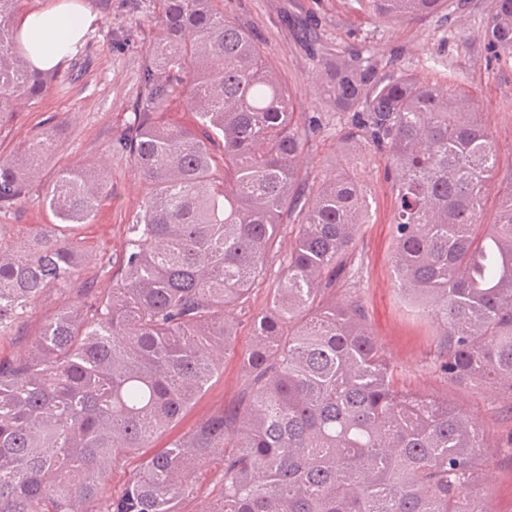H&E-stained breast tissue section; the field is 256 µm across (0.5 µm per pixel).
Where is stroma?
I'll return each mask as SVG.
<instances>
[{"label":"stroma","mask_w":512,"mask_h":512,"mask_svg":"<svg viewBox=\"0 0 512 512\" xmlns=\"http://www.w3.org/2000/svg\"><path fill=\"white\" fill-rule=\"evenodd\" d=\"M96 15L80 51L58 70V79L34 104L22 107L0 126V157L17 153L39 132L60 127L63 134L45 167L20 204L0 212V243L25 240L38 224L54 223L43 204L57 172L98 163L112 183L93 221L81 225L77 240L87 260L77 284L46 289L12 334L0 337V358L27 353L42 318L62 306L83 301V289L106 292L125 249L126 228L138 209L144 185L130 158L116 142L123 133L139 93L140 76L150 40L156 0H78ZM226 15L245 25L263 47L273 69L287 85L303 132L301 173L307 184L351 168L371 198V217L362 225L353 248L350 271L337 280L325 299L352 303L362 310L372 333L396 370V381L407 390L448 399L468 409L484 424L490 442L512 433V418L502 417L492 398L448 382L435 368L439 336L432 320L405 302L392 269L395 195L385 154L359 155L346 140V116L315 96L325 57L338 50L370 48L399 69L418 78L437 79L454 72L460 86L478 105L499 156V173L491 182L481 221L494 223L503 192L512 181V52L491 57L476 34L492 0H450L446 12L389 25L352 9L347 0H221ZM282 237L269 262L266 278L254 288L237 315V336L224 353V369L182 418L155 439L167 446L198 422L233 404L241 395L245 375L241 354L252 342L251 320L270 309V290L278 282L288 252ZM224 451L216 449L197 474L196 497L183 500L180 512H199L223 493L220 479ZM487 469L494 512H512V459L490 456Z\"/></svg>","instance_id":"35a3bbf8"}]
</instances>
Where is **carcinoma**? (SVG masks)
<instances>
[{
	"label": "carcinoma",
	"mask_w": 512,
	"mask_h": 512,
	"mask_svg": "<svg viewBox=\"0 0 512 512\" xmlns=\"http://www.w3.org/2000/svg\"><path fill=\"white\" fill-rule=\"evenodd\" d=\"M22 0H0V127L55 71L27 60ZM387 23L448 0H354ZM140 93L120 148L147 185L112 288L43 317L27 354L0 361V512H180L194 471L224 449L222 501L198 512H492L487 434L446 400L400 388L360 308L324 303L363 224L367 190L342 169L297 192L301 127L288 87L217 0H158ZM512 51V0L477 33ZM314 85L347 138L395 173L392 269L406 302L440 329L437 369L512 408V182L479 231L498 156L455 79L421 80L374 55L338 51ZM185 97L193 126L164 122ZM59 135L0 160V210L21 203ZM111 186L94 166L60 172L44 202L59 220L0 246V335L79 271L78 224ZM294 233L268 313L241 356L233 406L147 457L118 497L100 492L125 454L149 448L218 374L235 313Z\"/></svg>",
	"instance_id": "1"
}]
</instances>
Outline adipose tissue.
Masks as SVG:
<instances>
[{"instance_id": "1", "label": "adipose tissue", "mask_w": 512, "mask_h": 512, "mask_svg": "<svg viewBox=\"0 0 512 512\" xmlns=\"http://www.w3.org/2000/svg\"><path fill=\"white\" fill-rule=\"evenodd\" d=\"M95 21L94 14L71 0L27 14L21 21V32L31 65L37 69L60 66L76 53Z\"/></svg>"}]
</instances>
